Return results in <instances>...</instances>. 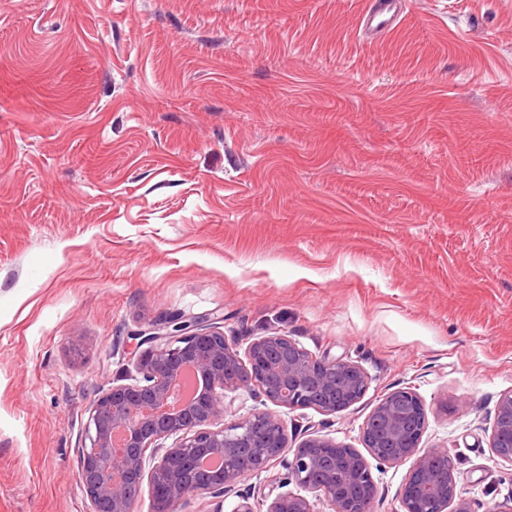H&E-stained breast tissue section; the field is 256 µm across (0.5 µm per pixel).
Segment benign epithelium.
Returning <instances> with one entry per match:
<instances>
[{"mask_svg":"<svg viewBox=\"0 0 512 512\" xmlns=\"http://www.w3.org/2000/svg\"><path fill=\"white\" fill-rule=\"evenodd\" d=\"M223 327L222 316L178 317L134 333L136 352L129 362L137 375L101 390L89 407L88 443L78 459L89 512H102L104 504L109 512H139L138 497L130 490L145 483L151 512H176L192 499L224 495L278 460L286 474L277 484L295 483L326 500L331 512H370L378 488L369 456L382 464L414 459L401 493L403 512H472L458 489L448 448L421 447L427 414L408 387L385 394L364 422L366 456L315 431L291 448L284 421L267 409L224 422L229 390H247L290 410L332 415L363 398L368 377L357 363L313 354L280 333L255 339L242 357ZM187 368L194 370L199 386L173 409L172 394ZM171 437V446H160ZM489 444L497 458L512 464V391L497 403ZM211 455L222 457L221 467L201 470L200 460ZM438 458L448 459L443 476L433 471ZM266 512L313 510L307 498L285 492L271 500Z\"/></svg>","mask_w":512,"mask_h":512,"instance_id":"obj_1","label":"benign epithelium"}]
</instances>
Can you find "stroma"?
I'll list each match as a JSON object with an SVG mask.
<instances>
[{"mask_svg":"<svg viewBox=\"0 0 512 512\" xmlns=\"http://www.w3.org/2000/svg\"><path fill=\"white\" fill-rule=\"evenodd\" d=\"M366 2L0 0V512H87L92 400L136 331L205 314L367 372L344 411L277 408L289 438L361 448L409 387L475 512L512 500V0L377 34ZM412 466L371 462V512ZM489 444L497 458L512 465V391L497 403Z\"/></svg>","mask_w":512,"mask_h":512,"instance_id":"1","label":"stroma"}]
</instances>
